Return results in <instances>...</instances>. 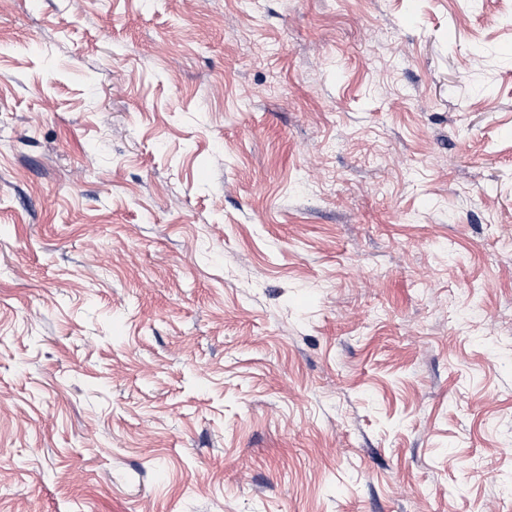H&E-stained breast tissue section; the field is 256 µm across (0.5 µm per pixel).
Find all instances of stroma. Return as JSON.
Segmentation results:
<instances>
[{"label": "stroma", "mask_w": 512, "mask_h": 512, "mask_svg": "<svg viewBox=\"0 0 512 512\" xmlns=\"http://www.w3.org/2000/svg\"><path fill=\"white\" fill-rule=\"evenodd\" d=\"M0 512H512V0H0Z\"/></svg>", "instance_id": "1"}]
</instances>
